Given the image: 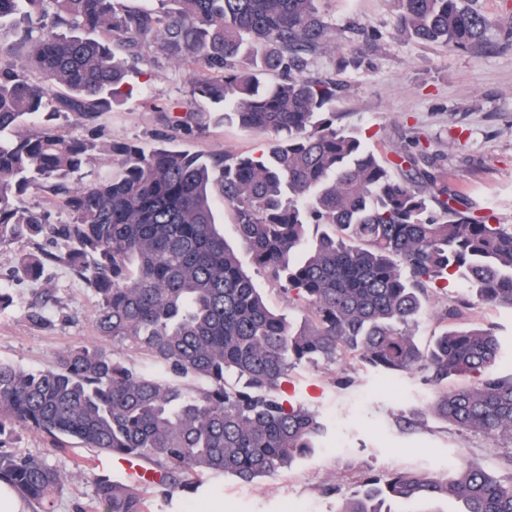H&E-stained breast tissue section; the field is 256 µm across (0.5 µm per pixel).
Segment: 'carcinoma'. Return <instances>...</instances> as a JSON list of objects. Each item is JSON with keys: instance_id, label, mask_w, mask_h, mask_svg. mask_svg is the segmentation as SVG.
<instances>
[{"instance_id": "cac0c4a2", "label": "carcinoma", "mask_w": 512, "mask_h": 512, "mask_svg": "<svg viewBox=\"0 0 512 512\" xmlns=\"http://www.w3.org/2000/svg\"><path fill=\"white\" fill-rule=\"evenodd\" d=\"M321 0H0V248L56 239L55 256L19 258L38 282L59 262L97 298L99 342L79 341L52 365L0 361V481L53 512L67 480L40 455L9 449L17 429L149 468L123 481L97 476L89 512H148L139 490L168 499L204 475L243 482L311 454L318 416L284 403L300 364L356 359L379 374H420L427 412L465 433L512 440V374L491 332L463 326L460 307L425 345L413 328L453 277L470 303L512 309V224L448 194L444 171L413 155L386 162L339 125L341 85L307 72L327 41ZM395 29L448 51L473 47L496 25L473 0H391ZM195 65L191 94L265 140L258 156L192 153L175 133L193 112L171 107L174 135L103 146L112 175L72 177L97 149L99 116L132 96L140 63ZM38 73L32 79L31 71ZM74 117L87 133L62 134ZM49 190L69 213L51 224L27 205ZM232 211L252 260L303 316L274 312L217 229L215 195ZM327 231L314 240L309 226ZM145 355L137 371L109 347ZM471 382L448 385L454 377ZM501 478L479 462L451 473L397 469L364 475L339 512L453 498L461 512H512V453Z\"/></svg>"}]
</instances>
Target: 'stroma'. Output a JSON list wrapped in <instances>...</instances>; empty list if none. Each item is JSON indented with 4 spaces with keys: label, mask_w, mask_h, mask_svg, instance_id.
<instances>
[{
    "label": "stroma",
    "mask_w": 512,
    "mask_h": 512,
    "mask_svg": "<svg viewBox=\"0 0 512 512\" xmlns=\"http://www.w3.org/2000/svg\"><path fill=\"white\" fill-rule=\"evenodd\" d=\"M476 6L495 18L497 27L480 46L450 52L397 33L389 0H321L331 32L328 43L309 55L307 70L342 84L334 108L342 125L357 131L369 149L391 158L411 151L413 139H420L426 160L443 169L449 192L512 224V48L502 47L512 32V0H476ZM193 74L188 62L160 60L150 74L136 78L124 105L99 118L98 143H148L169 135L168 108L189 106ZM179 144L204 154H252L263 147L262 140L219 114L180 137ZM215 215L225 242L269 306L296 315L253 263L232 212L219 204ZM35 250L26 239L0 248V288L14 295L13 306L0 312V360L28 368L49 366L57 352L96 336L91 318L97 299L83 277L63 265L50 269L44 321L29 317L36 288L18 283L14 270L20 256ZM466 297L465 285L449 280L415 330L418 343L438 334L445 309ZM429 393L419 376H383L352 360L297 366L283 398L304 404L326 424L313 454L250 483L232 476L205 478L202 499L187 494L169 501L146 490L150 512H206L214 502L223 505V512H338L345 494L367 472L381 477L397 469L443 474L463 459L499 469L512 442L465 434L425 413ZM12 448L44 456L67 475L54 512H82L92 505L94 451L56 449L49 438L28 430L15 434ZM78 458L83 461L79 467L74 464Z\"/></svg>",
    "instance_id": "stroma-1"
}]
</instances>
